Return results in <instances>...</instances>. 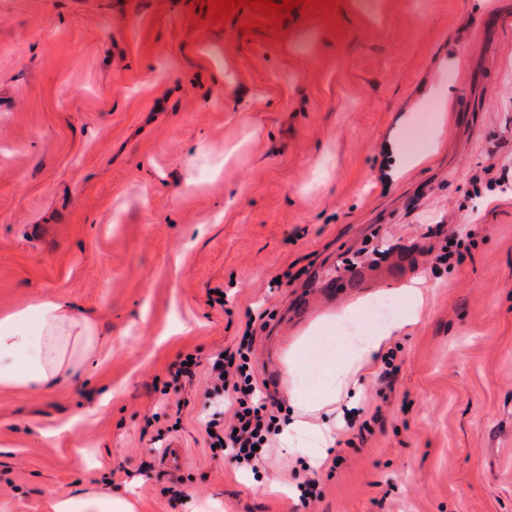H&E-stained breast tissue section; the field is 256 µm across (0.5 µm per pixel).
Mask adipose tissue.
Here are the masks:
<instances>
[{
	"instance_id": "ef3b65f1",
	"label": "adipose tissue",
	"mask_w": 512,
	"mask_h": 512,
	"mask_svg": "<svg viewBox=\"0 0 512 512\" xmlns=\"http://www.w3.org/2000/svg\"><path fill=\"white\" fill-rule=\"evenodd\" d=\"M420 314V307H413L406 319L389 322L377 334L349 344V357L370 364L383 342L417 323ZM30 321L37 323L38 335L28 332ZM93 336L88 320L52 300L0 316V388L43 391L76 377L95 354Z\"/></svg>"
}]
</instances>
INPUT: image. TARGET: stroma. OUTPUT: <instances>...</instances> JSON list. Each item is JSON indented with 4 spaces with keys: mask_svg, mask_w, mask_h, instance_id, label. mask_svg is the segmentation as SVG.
<instances>
[{
    "mask_svg": "<svg viewBox=\"0 0 512 512\" xmlns=\"http://www.w3.org/2000/svg\"><path fill=\"white\" fill-rule=\"evenodd\" d=\"M194 0H0V314L50 298L88 318L102 360L48 392L0 389V512L121 496L135 512H512V0H337L240 33ZM447 99L425 144L408 140ZM407 163L386 177L391 149ZM463 262L441 261L447 248ZM375 281L325 284L351 264ZM285 285H276L280 274ZM427 286L390 337L399 371L352 373L332 407L362 428L336 446L276 442L257 476L212 458L222 411L204 370L254 324L262 397L306 375L346 308ZM182 400L179 423L169 405ZM71 440L48 437L70 420ZM184 460L165 472L166 449ZM319 483L303 503L296 488Z\"/></svg>",
    "mask_w": 512,
    "mask_h": 512,
    "instance_id": "stroma-1",
    "label": "stroma"
}]
</instances>
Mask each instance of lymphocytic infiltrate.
I'll return each instance as SVG.
<instances>
[{
  "instance_id": "lymphocytic-infiltrate-1",
  "label": "lymphocytic infiltrate",
  "mask_w": 512,
  "mask_h": 512,
  "mask_svg": "<svg viewBox=\"0 0 512 512\" xmlns=\"http://www.w3.org/2000/svg\"><path fill=\"white\" fill-rule=\"evenodd\" d=\"M248 338L219 350L207 362L210 394L222 397L225 415L208 420L206 443L213 456L231 454L238 470L257 471L277 435L279 405L267 404L250 370Z\"/></svg>"
}]
</instances>
